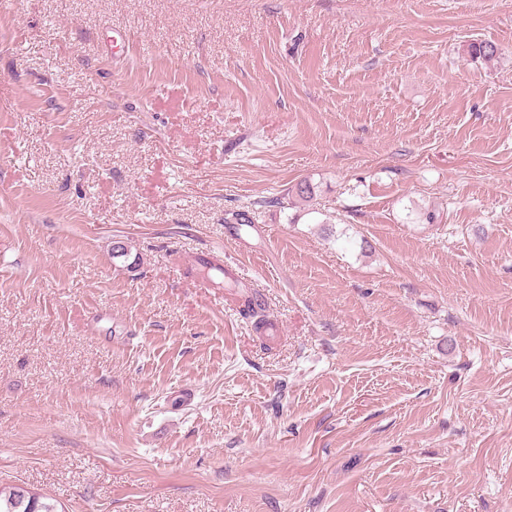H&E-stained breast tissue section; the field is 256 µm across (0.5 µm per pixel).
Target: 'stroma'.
Masks as SVG:
<instances>
[{
  "mask_svg": "<svg viewBox=\"0 0 512 512\" xmlns=\"http://www.w3.org/2000/svg\"><path fill=\"white\" fill-rule=\"evenodd\" d=\"M0 243V484L512 512V0H0ZM264 300L256 293L244 295L240 306V314L243 318L250 320L256 332H260V327L263 324L264 317Z\"/></svg>",
  "mask_w": 512,
  "mask_h": 512,
  "instance_id": "35a3bbf8",
  "label": "stroma"
}]
</instances>
